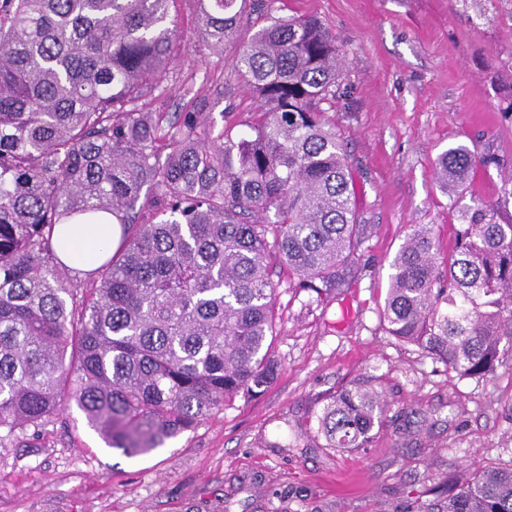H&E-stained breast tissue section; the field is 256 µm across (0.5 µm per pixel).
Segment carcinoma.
<instances>
[{
  "label": "carcinoma",
  "instance_id": "obj_1",
  "mask_svg": "<svg viewBox=\"0 0 512 512\" xmlns=\"http://www.w3.org/2000/svg\"><path fill=\"white\" fill-rule=\"evenodd\" d=\"M176 0H0V431H38L75 401L128 457L190 431L279 371L274 269L316 301L346 287L370 225L352 206L348 154L326 119L345 50L314 17L277 20L234 67L261 112L212 135L206 104L176 121L143 110L178 42ZM218 53L238 0H197ZM487 160L440 154L453 189ZM474 200L448 255L409 226L390 262L389 335L462 377L512 363V221ZM118 217L120 246L79 280L55 237L79 216ZM388 411L369 378L315 416L327 448H365ZM446 512H512V467L474 464Z\"/></svg>",
  "mask_w": 512,
  "mask_h": 512
}]
</instances>
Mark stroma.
Here are the masks:
<instances>
[{
  "mask_svg": "<svg viewBox=\"0 0 512 512\" xmlns=\"http://www.w3.org/2000/svg\"><path fill=\"white\" fill-rule=\"evenodd\" d=\"M306 15L346 52L327 116L371 227L349 287L315 302L277 270L276 378L148 454L106 447L73 403L39 436L0 433V512H418L474 463L512 466V366L458 376L381 319L409 225H433L449 251L462 206L512 183V0H244L236 39L205 55L196 2L179 0L183 42L146 108L172 121L196 97L215 130L248 132L258 102L232 61L274 19ZM459 143L489 163L453 208L435 164ZM364 377L387 395L385 423L370 447H325L311 427L318 401Z\"/></svg>",
  "mask_w": 512,
  "mask_h": 512,
  "instance_id": "obj_1",
  "label": "stroma"
}]
</instances>
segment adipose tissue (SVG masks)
Instances as JSON below:
<instances>
[{
	"instance_id": "obj_1",
	"label": "adipose tissue",
	"mask_w": 512,
	"mask_h": 512,
	"mask_svg": "<svg viewBox=\"0 0 512 512\" xmlns=\"http://www.w3.org/2000/svg\"><path fill=\"white\" fill-rule=\"evenodd\" d=\"M106 238L109 247L118 246L121 240V226L112 216L97 221L76 219L65 227V238L58 253L69 267L78 270L93 269L95 262L105 261L107 249H98V238Z\"/></svg>"
}]
</instances>
